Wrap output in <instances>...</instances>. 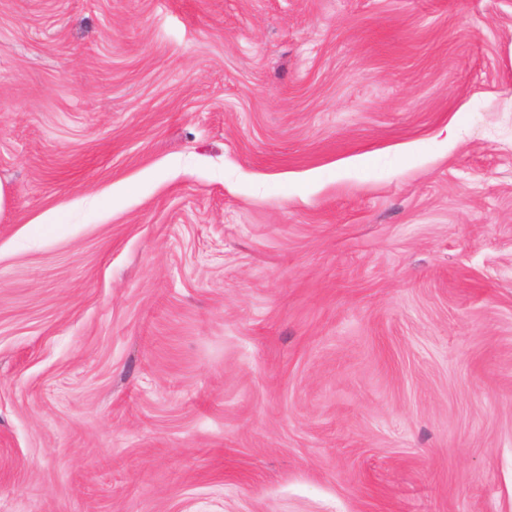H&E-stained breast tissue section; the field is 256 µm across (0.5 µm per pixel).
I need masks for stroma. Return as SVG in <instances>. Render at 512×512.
<instances>
[{"label": "stroma", "instance_id": "obj_1", "mask_svg": "<svg viewBox=\"0 0 512 512\" xmlns=\"http://www.w3.org/2000/svg\"><path fill=\"white\" fill-rule=\"evenodd\" d=\"M0 512H512V0H0Z\"/></svg>", "mask_w": 512, "mask_h": 512}]
</instances>
